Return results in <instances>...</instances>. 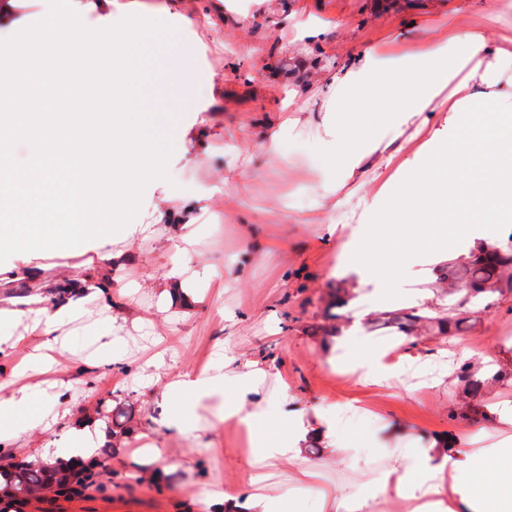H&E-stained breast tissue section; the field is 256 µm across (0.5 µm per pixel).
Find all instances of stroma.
Listing matches in <instances>:
<instances>
[{
	"label": "stroma",
	"mask_w": 512,
	"mask_h": 512,
	"mask_svg": "<svg viewBox=\"0 0 512 512\" xmlns=\"http://www.w3.org/2000/svg\"><path fill=\"white\" fill-rule=\"evenodd\" d=\"M312 25L323 29L317 46L299 34ZM467 29L512 36V0H224V21L213 28L206 10L197 9L193 28L180 32L181 42L204 41L198 59L203 71L215 75L216 102L205 112L179 113L193 137L174 148L169 172L177 186L210 193L206 210L194 224L164 219L151 235L98 253L35 250L0 263L11 282L39 268L31 292L51 310L59 304V284H78L66 302L72 317L56 333L51 365L37 359L47 346L39 330L0 320V334L21 339L0 355V384H41L29 410L15 417L20 426L32 417L44 422L17 440L23 458L70 446L78 423L95 432L96 447L111 444L117 450L105 460V492L74 499L50 494L31 501L25 512H222L224 491L246 487L254 475L252 448L217 423L219 400L198 401L184 393L166 403L162 395L175 376L206 366L223 369L228 339L243 359L269 369L267 390L285 379L310 411L358 399L360 413L338 435L344 455L328 457L320 444L306 454L355 498L373 493L376 479L354 473V455L371 447L424 443L448 428L453 416L481 404L458 377L463 350L499 356L502 372L512 371V295L487 309L475 306L465 293L448 295L433 271L419 284L395 285L389 310L462 317L467 331L399 338L360 322L347 336L331 339L320 330L328 283L352 273L336 242L322 237V224L364 223V196L394 186L405 161L444 126L447 106L421 113L393 138L380 163L359 186L342 191L340 206L323 212L318 225L296 217L317 211L330 190L317 173L318 161L304 149L322 132V100L315 96L293 106L295 125L284 133L280 151L264 148L265 120L279 110L288 90L272 63L300 66L319 46L339 63L373 46L417 53L437 36ZM229 130L243 134L248 151L225 149ZM238 172L244 178L229 192L211 194L218 176ZM177 264L185 269L179 282L167 277ZM399 343L420 360L390 388L362 386L348 373L368 348ZM119 404L132 411L128 437L112 432V410ZM182 407L195 429L188 437L165 424L167 414ZM295 469L285 458L271 462L264 492L292 512H316L319 501L296 486Z\"/></svg>",
	"instance_id": "stroma-1"
}]
</instances>
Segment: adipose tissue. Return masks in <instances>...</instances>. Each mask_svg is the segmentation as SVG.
<instances>
[{"label":"adipose tissue","mask_w":512,"mask_h":512,"mask_svg":"<svg viewBox=\"0 0 512 512\" xmlns=\"http://www.w3.org/2000/svg\"><path fill=\"white\" fill-rule=\"evenodd\" d=\"M504 57L512 58V37L493 44L483 31L470 30L439 38L417 54L372 47L337 68L314 55L304 64L311 83L293 85L292 98L305 99L315 87L325 98V134L311 141L310 149L337 190L358 180L366 160L443 91L457 98L451 131L435 137L432 149L406 166L394 193L372 198L366 222L340 243L355 253L361 279L378 290L376 309L389 303L391 286L411 279L419 266L447 260L458 238L475 251L491 241L486 224L512 217V92L490 84L478 89L469 82L471 72ZM416 361L397 347H375L362 357L359 380L383 388L403 365ZM268 375L265 367L242 361L228 346L223 374H183L168 391L200 401L223 396L230 385L234 397L225 401L219 420L249 428L261 418L286 420L288 439L260 437L255 464L262 468L279 458L294 460L295 482L311 488L319 469L304 457L308 442L335 444L342 423L359 407L348 400L335 412L308 419L287 384L266 392ZM32 396L27 387L0 390V438L42 428L39 420L22 430L8 422L30 405ZM477 419L482 430L502 433L498 447L468 446L469 431L460 422L431 435L422 447L368 449L356 456L353 467L361 474L379 471L376 495L351 498L334 491L323 497L321 512H376L381 500L398 504L402 512H512V399L485 400Z\"/></svg>","instance_id":"adipose-tissue-1"}]
</instances>
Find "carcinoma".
<instances>
[{"instance_id":"1","label":"carcinoma","mask_w":512,"mask_h":512,"mask_svg":"<svg viewBox=\"0 0 512 512\" xmlns=\"http://www.w3.org/2000/svg\"><path fill=\"white\" fill-rule=\"evenodd\" d=\"M438 280L448 283V287L457 288L466 292L468 299L478 302L489 308L491 303L512 293V232L508 234L507 242L499 246H490L485 251L472 253V260L458 264L448 262L438 269ZM346 280L332 282L327 291V304L324 309L325 318L331 324L320 327L323 334L330 337L342 335L338 320L345 323L352 322V317L341 313V309L348 306L352 295L344 287ZM427 322V325L445 334L443 324L452 321L446 318L429 317L414 313L391 312L384 314V318L377 320L384 328H393L406 336L414 334L418 323ZM455 330H461L464 320L454 322ZM116 453L114 448H102L96 458L81 465V470L74 474L69 464L60 462L53 467L31 463L18 462L0 466V487H12L23 492V498L14 496L8 500L0 499V512H24L28 498L36 497L43 491L52 489L58 496L71 498L80 496L86 490L94 488L105 491V485L100 481L102 469L105 468L104 457Z\"/></svg>"}]
</instances>
